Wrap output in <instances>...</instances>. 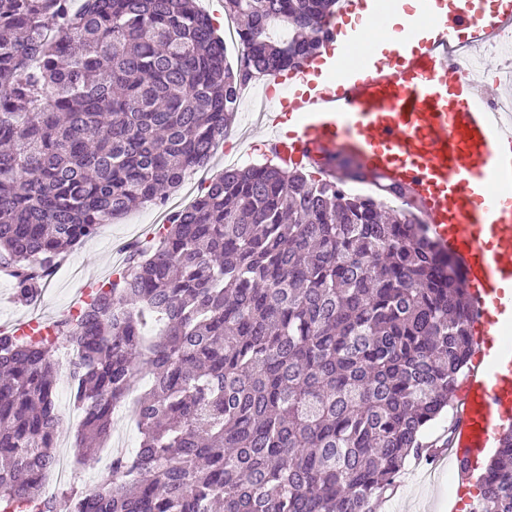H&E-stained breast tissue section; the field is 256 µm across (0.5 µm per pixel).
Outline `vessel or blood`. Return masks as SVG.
I'll return each instance as SVG.
<instances>
[{
  "mask_svg": "<svg viewBox=\"0 0 512 512\" xmlns=\"http://www.w3.org/2000/svg\"><path fill=\"white\" fill-rule=\"evenodd\" d=\"M418 0L399 23L386 59L345 63L364 27L335 23L326 57L278 76L280 96L264 112L266 145L282 165L334 179L351 159L365 184L401 188L438 249L455 259L472 312L474 354L455 390L446 458L467 482L512 423V113L491 111L512 94L453 78L448 47L479 46L512 30V0Z\"/></svg>",
  "mask_w": 512,
  "mask_h": 512,
  "instance_id": "1",
  "label": "vessel or blood"
}]
</instances>
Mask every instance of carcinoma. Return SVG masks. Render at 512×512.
Instances as JSON below:
<instances>
[{
    "mask_svg": "<svg viewBox=\"0 0 512 512\" xmlns=\"http://www.w3.org/2000/svg\"><path fill=\"white\" fill-rule=\"evenodd\" d=\"M337 3L224 0L233 67L195 0H0V266L16 300L208 164L242 88L301 69ZM61 343L86 453L137 377L150 385L112 482L49 495ZM472 349L458 267L400 189L227 169L55 336L0 331V512H372L453 407ZM472 512H512V428Z\"/></svg>",
    "mask_w": 512,
    "mask_h": 512,
    "instance_id": "cac0c4a2",
    "label": "carcinoma"
}]
</instances>
